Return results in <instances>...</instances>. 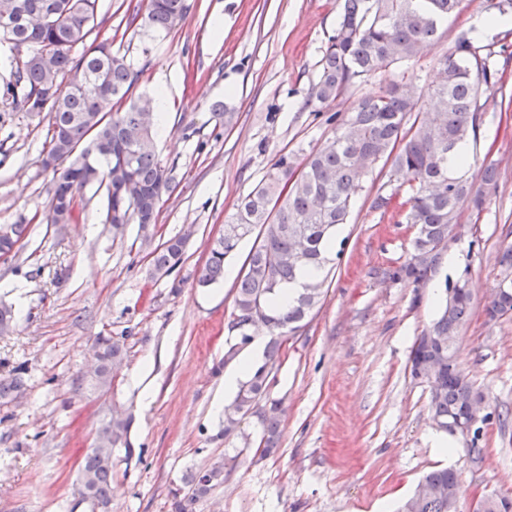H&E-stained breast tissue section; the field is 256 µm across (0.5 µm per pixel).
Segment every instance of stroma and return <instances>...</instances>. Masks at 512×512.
<instances>
[{
	"mask_svg": "<svg viewBox=\"0 0 512 512\" xmlns=\"http://www.w3.org/2000/svg\"><path fill=\"white\" fill-rule=\"evenodd\" d=\"M497 0H460L440 35L416 60L349 86L333 103L309 102L319 62L333 35L339 0H187L185 19L163 36L131 20L130 0H99L88 42H106L139 72L134 95L166 84L170 135L156 152L175 178L157 221L155 243L187 239L172 276L147 275L138 224L114 233L104 221L103 194L84 188L76 218L47 223L52 174L41 160L50 140L47 114L21 110L0 97V225L28 232L0 261V304L17 318L0 335V379L26 369V390L0 404V512H90L78 501L79 464L113 412L133 418V455L114 452L112 512H171V491L189 470L229 454L237 464L195 512H382L412 494L422 476L451 467L460 476L461 512L486 489L512 496V317L489 320L503 278L499 263L512 246V109L497 86L480 85L483 107L477 155L469 176L481 184L485 165L498 170L482 211L463 209L449 241L469 269L473 305L459 333V360L491 417L478 437L454 436L448 454L434 448L426 384L407 368L412 345L436 317L438 281L414 287L384 272L412 253L409 185L391 165L364 179L349 221L336 236L343 253L318 311L292 336L270 376L282 399L281 444L261 456L256 419L245 438L218 439L223 416L224 359L234 307V272L250 249L229 261L231 277L198 286L212 242L240 198L275 156L303 157L336 129L329 116L400 78L426 95L461 33L477 27L484 42L504 44L496 61L512 87V35L486 27ZM224 21L213 36L215 18ZM222 103L232 126L215 117ZM390 195L386 212L369 194ZM179 291H172L173 281ZM109 336L126 355L112 387L93 389V343Z\"/></svg>",
	"mask_w": 512,
	"mask_h": 512,
	"instance_id": "stroma-1",
	"label": "stroma"
}]
</instances>
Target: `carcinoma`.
I'll list each match as a JSON object with an SVG mask.
<instances>
[{"label": "carcinoma", "mask_w": 512, "mask_h": 512, "mask_svg": "<svg viewBox=\"0 0 512 512\" xmlns=\"http://www.w3.org/2000/svg\"><path fill=\"white\" fill-rule=\"evenodd\" d=\"M458 0H343L334 35L320 61L310 98L320 104L335 101L351 84L392 66L419 57L438 38L441 22ZM22 8L40 11L26 24L5 31L0 45L12 53L10 79L0 95L26 112L50 116V147L41 161L53 173L47 222L75 206L77 194L96 185L103 190L105 223L115 230L135 222L143 241H153V229L166 193L173 191L172 170L155 149L141 145L155 138L153 100L132 97L137 72L127 56L104 44H86L98 0H0V14ZM186 0H147L144 22L167 33L185 18ZM494 44H481V35L459 36L430 90L433 101L426 122L411 120L421 111L403 80L390 81L379 94L361 98L351 113L336 122V132L297 162L280 153L256 186L240 201L224 224V233L210 247L198 283L209 286L224 279L226 263L250 238L243 273L236 284L231 338L224 362L233 360L251 343L253 325L260 321L269 340L265 361L241 382L234 399L224 407L219 436L248 440L242 423L257 418L263 453L278 450L282 402L269 396V377L288 336L322 303L331 269L327 257L336 227L347 223L364 191L363 178L378 162L392 161L407 178V222L417 228L408 262L388 272L394 281L425 285L438 273L448 234L458 223L461 207L481 211L483 193L468 177L471 148L477 146L481 105L478 85L499 83ZM90 73L89 86L73 83L78 69ZM466 152H461V149ZM27 231L25 224L0 228V257L12 252ZM186 239L174 236L151 249L148 276L161 279L184 261ZM304 268L319 275L296 297L280 301L284 286ZM472 296L445 301L428 329L430 345L412 347L409 370L431 363L439 377L430 390V410L437 429L448 432V419L463 416L466 402L480 397L468 381L458 358L455 336L468 321ZM492 317L512 315V294H499L489 307ZM95 347L99 369L93 387L109 390L113 371L124 359L123 346L99 336ZM25 389L23 369L16 367L0 379V402L7 404ZM132 418L115 413L97 431L107 451H89L80 465L78 495L91 512H112L111 449L125 446ZM236 458L222 457L189 472L183 485L172 490L174 512H193L194 505L224 483ZM432 493L413 494L400 512H448V497L460 494L452 468L428 471L422 478Z\"/></svg>", "instance_id": "cac0c4a2"}]
</instances>
